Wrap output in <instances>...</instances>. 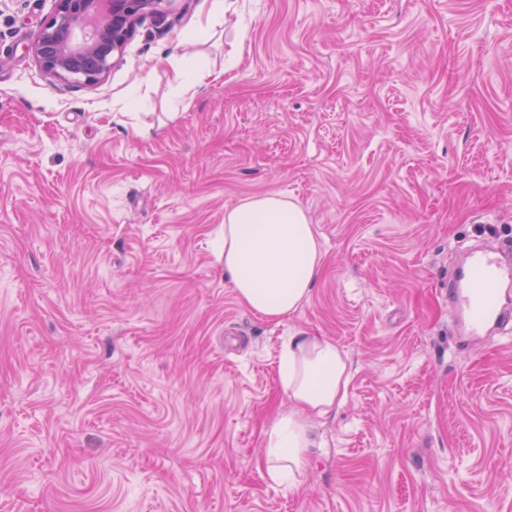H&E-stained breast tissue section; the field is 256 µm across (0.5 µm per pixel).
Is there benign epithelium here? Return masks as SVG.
<instances>
[{
  "label": "benign epithelium",
  "mask_w": 512,
  "mask_h": 512,
  "mask_svg": "<svg viewBox=\"0 0 512 512\" xmlns=\"http://www.w3.org/2000/svg\"><path fill=\"white\" fill-rule=\"evenodd\" d=\"M173 0H56L51 18L28 46L49 77L93 86L147 18L161 24Z\"/></svg>",
  "instance_id": "1"
}]
</instances>
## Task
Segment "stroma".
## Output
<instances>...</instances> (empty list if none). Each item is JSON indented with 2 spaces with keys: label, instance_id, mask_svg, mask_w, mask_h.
Returning <instances> with one entry per match:
<instances>
[{
  "label": "stroma",
  "instance_id": "35a3bbf8",
  "mask_svg": "<svg viewBox=\"0 0 512 512\" xmlns=\"http://www.w3.org/2000/svg\"><path fill=\"white\" fill-rule=\"evenodd\" d=\"M214 5L86 87L27 51L55 0H0V512H512V335L448 306L478 226L512 241V0ZM266 194L323 252L279 321L224 273ZM295 331L352 378L293 489L260 448Z\"/></svg>",
  "mask_w": 512,
  "mask_h": 512
}]
</instances>
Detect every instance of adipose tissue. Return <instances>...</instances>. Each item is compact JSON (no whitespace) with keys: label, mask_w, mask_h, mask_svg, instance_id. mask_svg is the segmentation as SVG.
<instances>
[{"label":"adipose tissue","mask_w":512,"mask_h":512,"mask_svg":"<svg viewBox=\"0 0 512 512\" xmlns=\"http://www.w3.org/2000/svg\"><path fill=\"white\" fill-rule=\"evenodd\" d=\"M304 209L277 194L249 200L224 218V272L239 302L280 320L309 302L322 266ZM280 379L289 407L264 430L260 456L271 478L295 486L314 447L317 420L348 396V359L335 341L303 331L282 342Z\"/></svg>","instance_id":"1"}]
</instances>
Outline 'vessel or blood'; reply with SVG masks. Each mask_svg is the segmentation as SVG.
<instances>
[{"label":"vessel or blood","mask_w":512,"mask_h":512,"mask_svg":"<svg viewBox=\"0 0 512 512\" xmlns=\"http://www.w3.org/2000/svg\"><path fill=\"white\" fill-rule=\"evenodd\" d=\"M511 286L512 262L500 249L477 246L468 252L448 280V305L463 318L466 335L512 330V302L503 295Z\"/></svg>","instance_id":"b4317fda"}]
</instances>
